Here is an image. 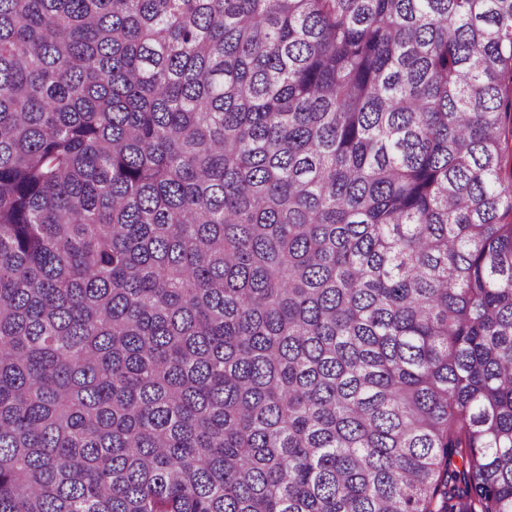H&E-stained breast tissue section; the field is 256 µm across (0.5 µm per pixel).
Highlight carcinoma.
I'll list each match as a JSON object with an SVG mask.
<instances>
[{
	"instance_id": "1",
	"label": "carcinoma",
	"mask_w": 512,
	"mask_h": 512,
	"mask_svg": "<svg viewBox=\"0 0 512 512\" xmlns=\"http://www.w3.org/2000/svg\"><path fill=\"white\" fill-rule=\"evenodd\" d=\"M0 512H512V0H0Z\"/></svg>"
}]
</instances>
